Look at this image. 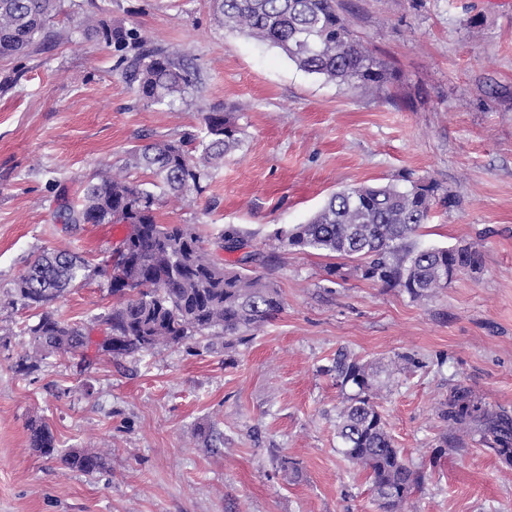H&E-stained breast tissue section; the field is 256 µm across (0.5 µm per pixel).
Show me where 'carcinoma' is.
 Segmentation results:
<instances>
[{
	"label": "carcinoma",
	"instance_id": "carcinoma-1",
	"mask_svg": "<svg viewBox=\"0 0 512 512\" xmlns=\"http://www.w3.org/2000/svg\"><path fill=\"white\" fill-rule=\"evenodd\" d=\"M61 0H0V59H17L61 38L54 27ZM224 28L281 49L297 68L337 85L380 90L394 74L355 38L338 0H211ZM83 32L117 52L115 70L136 83L140 100L171 106L191 95L198 73L184 54L149 47L137 32L115 26L93 14L80 22ZM241 130L222 109L203 114L200 134L179 141H160L131 151L128 166L150 172L152 185L179 200L202 192V182L224 165V156L241 144ZM126 168L88 182L78 204L62 205L63 224H125L128 231L116 250L123 252L127 288L112 279L116 297L100 319L105 336L97 354H87L90 331L60 319L51 307L76 283L91 275L89 264L67 250H46L27 263L17 278L9 304L40 310L25 332L36 346L19 356L15 367L28 373L43 356L82 352L90 363L100 356L140 357L159 346L250 339L278 317L284 307L280 289L246 265L255 255L224 258L249 246L244 233L229 226L214 238L195 224H162L157 197L129 179ZM454 205L448 195L436 197L432 184L400 189L392 184L362 185L332 194L305 224L279 229L275 249L315 251L358 262L363 278L399 288L414 300L429 299L455 278L479 266L475 245L419 247L415 237L433 207ZM342 393L336 407L337 452L366 473L378 512H405V504L422 483L395 448L376 402L374 374L362 359L341 353L324 368ZM440 418L453 432L482 425L505 462L512 463V418L495 413L473 391L452 387L441 403ZM30 442L70 470L93 474L104 457L79 450L61 451L43 423L30 425Z\"/></svg>",
	"mask_w": 512,
	"mask_h": 512
}]
</instances>
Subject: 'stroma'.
I'll return each instance as SVG.
<instances>
[{
    "instance_id": "1",
    "label": "stroma",
    "mask_w": 512,
    "mask_h": 512,
    "mask_svg": "<svg viewBox=\"0 0 512 512\" xmlns=\"http://www.w3.org/2000/svg\"><path fill=\"white\" fill-rule=\"evenodd\" d=\"M343 4L394 74L382 91L299 70L226 31L209 0H64L62 40L0 60V80L18 78L0 90V296L33 254L79 253L99 272L53 310L100 338L114 303L103 270L127 227L68 226L55 212L133 146L198 132L209 108L231 112L242 145L202 193L160 197L162 223L207 236L231 225L258 253L334 192L412 180L456 199L434 207L417 244H478V272L415 300L349 259L328 282V257L289 250L257 269L285 306L250 341H190L88 369L50 354L16 371L33 311L0 306V512H377L365 473L337 451L341 396L324 369L342 351L370 365L396 447L425 473L413 512H512V465L481 430L455 436L438 416L458 383L512 413V0ZM82 12L191 57L199 92L171 109L140 100L111 49L77 27ZM34 419L57 447L104 452L103 468L87 476L39 455Z\"/></svg>"
}]
</instances>
